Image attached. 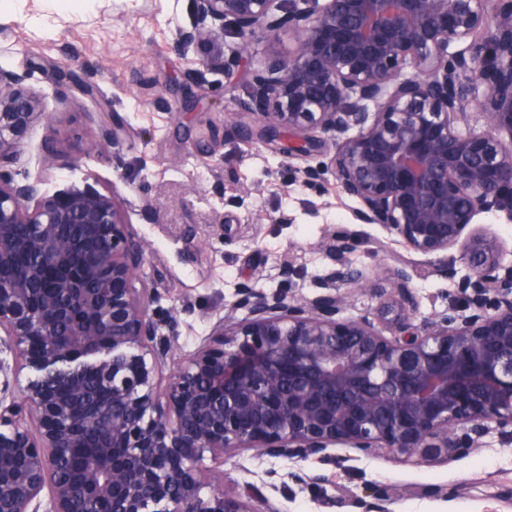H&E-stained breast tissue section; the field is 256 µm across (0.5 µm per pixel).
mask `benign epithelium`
Instances as JSON below:
<instances>
[{
	"label": "benign epithelium",
	"mask_w": 512,
	"mask_h": 512,
	"mask_svg": "<svg viewBox=\"0 0 512 512\" xmlns=\"http://www.w3.org/2000/svg\"><path fill=\"white\" fill-rule=\"evenodd\" d=\"M195 4V24L176 41L187 52L234 29L226 73L259 33L296 39L292 55L268 56L252 87L259 128L236 113L225 124L267 146L299 132L307 149L306 133L329 136L333 153L305 179L331 174L360 222L436 257L447 277L465 263L462 304L394 339L342 318L349 290L373 291L348 265L355 243L343 232L329 241L333 267L316 296L242 283L185 352L162 333L175 319L152 309L145 248L113 198L0 179V273L30 260L25 275L0 281V345L12 353L0 360V512H78L87 501L99 512H278L257 486L225 493V455L334 463L340 445L446 463L492 423L512 442V264L474 224L481 213L512 221V0ZM457 42L469 49L448 55ZM26 79L0 70V166L41 115ZM473 104L487 125L461 132ZM388 285L390 300L413 303L406 267ZM25 368L39 378L18 394Z\"/></svg>",
	"instance_id": "obj_1"
}]
</instances>
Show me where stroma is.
<instances>
[{"label":"stroma","instance_id":"1","mask_svg":"<svg viewBox=\"0 0 512 512\" xmlns=\"http://www.w3.org/2000/svg\"><path fill=\"white\" fill-rule=\"evenodd\" d=\"M10 4L0 14V69L27 72L43 114L0 177L40 178L50 191L88 185L114 196L133 239L148 246L142 273L153 307L174 314L182 349L208 335L239 283L280 288L279 264H292L295 290L314 296L315 280L331 265L326 243L339 230L360 239L350 260L377 286L407 265L414 299L399 317L384 312L383 299L353 290L344 319H369L390 337L401 317L420 325L456 304V282L438 272L434 257L357 221L356 201L331 175L303 183V169L333 152L328 137L288 155L246 144L239 129L225 126V114L235 112L254 125L246 111L250 89L271 51H294L293 35L274 42L257 36L230 74L203 73L201 60L230 55L237 40L228 33L189 53L178 48L174 31L191 26L193 0H81L62 11L46 0ZM108 128L116 144L99 148ZM279 215L287 223H276ZM342 454L337 466L305 463L325 474L320 487L270 492L278 512H372L379 504L390 512H512V444L497 433L445 464L396 462L382 449ZM294 468L251 451L228 455L224 487L240 494L262 485L268 471Z\"/></svg>","mask_w":512,"mask_h":512}]
</instances>
